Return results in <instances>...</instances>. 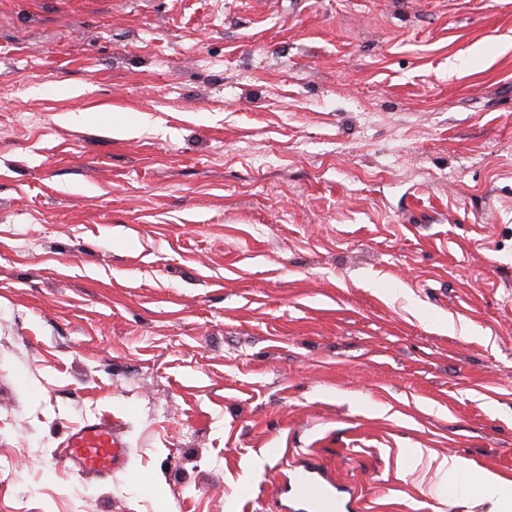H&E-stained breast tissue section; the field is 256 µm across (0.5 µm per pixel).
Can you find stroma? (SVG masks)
Instances as JSON below:
<instances>
[{
    "label": "stroma",
    "instance_id": "obj_1",
    "mask_svg": "<svg viewBox=\"0 0 512 512\" xmlns=\"http://www.w3.org/2000/svg\"><path fill=\"white\" fill-rule=\"evenodd\" d=\"M101 417L138 481L54 466ZM307 464L512 480V0H0V512H301Z\"/></svg>",
    "mask_w": 512,
    "mask_h": 512
}]
</instances>
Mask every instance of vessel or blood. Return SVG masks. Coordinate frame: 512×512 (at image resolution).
Returning a JSON list of instances; mask_svg holds the SVG:
<instances>
[{"label": "vessel or blood", "instance_id": "b4317fda", "mask_svg": "<svg viewBox=\"0 0 512 512\" xmlns=\"http://www.w3.org/2000/svg\"><path fill=\"white\" fill-rule=\"evenodd\" d=\"M129 450L111 420L99 418L71 432L64 443L62 458L79 473L112 476L124 472ZM293 491L310 512H342V499L335 485L314 468L295 473Z\"/></svg>", "mask_w": 512, "mask_h": 512}]
</instances>
